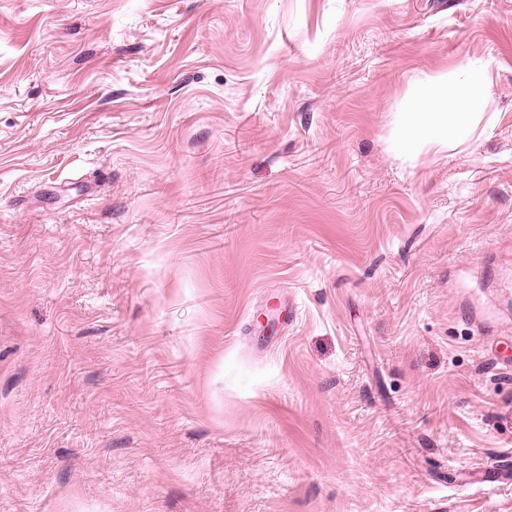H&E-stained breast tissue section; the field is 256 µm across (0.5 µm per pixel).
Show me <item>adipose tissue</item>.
I'll return each mask as SVG.
<instances>
[{"instance_id":"1","label":"adipose tissue","mask_w":512,"mask_h":512,"mask_svg":"<svg viewBox=\"0 0 512 512\" xmlns=\"http://www.w3.org/2000/svg\"><path fill=\"white\" fill-rule=\"evenodd\" d=\"M491 60L475 58L445 73L418 72L409 82L405 108L393 121L391 149L417 162L431 153L467 144L479 128L494 129L498 117L481 112L495 84Z\"/></svg>"}]
</instances>
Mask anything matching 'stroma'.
Returning <instances> with one entry per match:
<instances>
[{"label": "stroma", "mask_w": 512, "mask_h": 512, "mask_svg": "<svg viewBox=\"0 0 512 512\" xmlns=\"http://www.w3.org/2000/svg\"><path fill=\"white\" fill-rule=\"evenodd\" d=\"M503 281L512 0H0V512H512ZM489 59H469L446 72L414 74L409 82L404 112H396L391 150L410 162L433 153L454 151L467 144L483 124L493 130L498 114L489 116L480 106L495 84Z\"/></svg>", "instance_id": "obj_1"}]
</instances>
